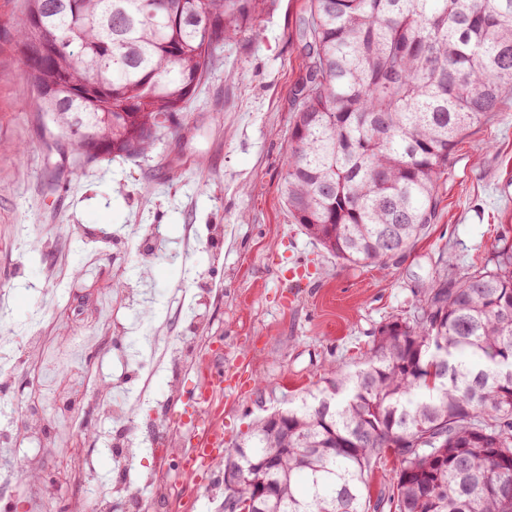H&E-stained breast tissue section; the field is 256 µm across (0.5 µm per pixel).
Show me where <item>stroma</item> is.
Instances as JSON below:
<instances>
[{
    "mask_svg": "<svg viewBox=\"0 0 512 512\" xmlns=\"http://www.w3.org/2000/svg\"><path fill=\"white\" fill-rule=\"evenodd\" d=\"M309 0H265L254 31L225 42L146 154L79 161L42 112L17 31L23 0H0V327L39 317L61 336L92 334L50 300L96 301L111 325L99 358L146 420L149 392L166 403L182 447L195 441L209 387L225 440L305 392L355 369L379 326L408 317L445 263L456 275L512 241V93L448 158L427 234L386 265L354 267L302 231L282 194L296 85L305 75ZM205 300H198V292ZM204 322L190 327L193 313ZM186 337L203 366L145 377L166 337ZM223 368L224 383L212 374ZM223 466L181 473V457L142 449L128 480L150 512H223L206 489Z\"/></svg>",
    "mask_w": 512,
    "mask_h": 512,
    "instance_id": "1",
    "label": "stroma"
}]
</instances>
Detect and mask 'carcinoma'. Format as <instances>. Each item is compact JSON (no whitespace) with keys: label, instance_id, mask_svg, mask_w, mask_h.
Masks as SVG:
<instances>
[{"label":"carcinoma","instance_id":"cac0c4a2","mask_svg":"<svg viewBox=\"0 0 512 512\" xmlns=\"http://www.w3.org/2000/svg\"><path fill=\"white\" fill-rule=\"evenodd\" d=\"M263 0H25L22 47L62 51L28 78L88 162L137 156L188 109L224 41ZM283 195L304 233L350 265L424 236L448 156L512 91V0H310ZM512 244L444 274L412 317L380 326L355 371L260 418L224 448L242 499L276 512H512ZM228 501H231L233 504V508H231L230 511H236V509H241L242 512H257V501L263 502L266 504L269 509L268 510H274V502L272 496L267 492L265 487H262L261 485H256L253 487V492L251 498L244 500V501H238L234 499L232 496H228Z\"/></svg>","mask_w":512,"mask_h":512}]
</instances>
